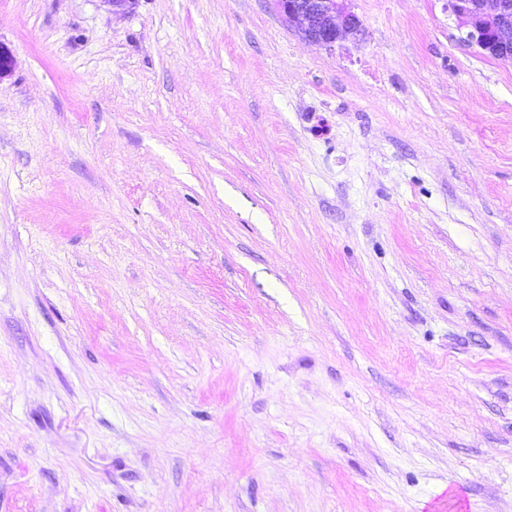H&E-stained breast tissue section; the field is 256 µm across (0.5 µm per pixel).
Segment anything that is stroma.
Returning a JSON list of instances; mask_svg holds the SVG:
<instances>
[{
	"instance_id": "obj_1",
	"label": "stroma",
	"mask_w": 512,
	"mask_h": 512,
	"mask_svg": "<svg viewBox=\"0 0 512 512\" xmlns=\"http://www.w3.org/2000/svg\"><path fill=\"white\" fill-rule=\"evenodd\" d=\"M347 6L0 0V512H512V61ZM348 0H273L279 12L308 41L332 47L347 34H357L362 23L345 6Z\"/></svg>"
}]
</instances>
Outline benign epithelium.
<instances>
[{
    "label": "benign epithelium",
    "instance_id": "7a95c632",
    "mask_svg": "<svg viewBox=\"0 0 512 512\" xmlns=\"http://www.w3.org/2000/svg\"><path fill=\"white\" fill-rule=\"evenodd\" d=\"M279 12L308 41L332 47L361 31L347 0H273ZM448 9L470 28L469 39L498 59H512V0H448Z\"/></svg>",
    "mask_w": 512,
    "mask_h": 512
}]
</instances>
